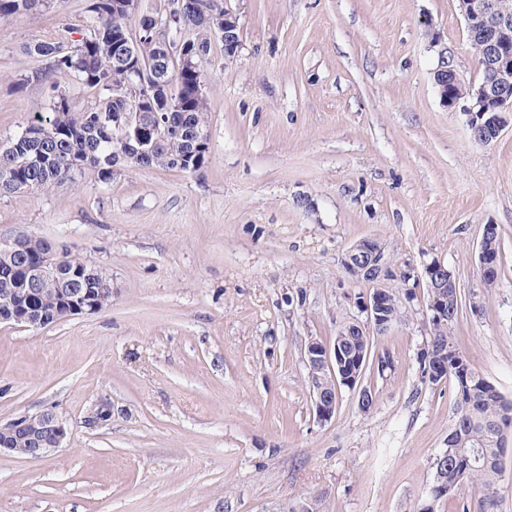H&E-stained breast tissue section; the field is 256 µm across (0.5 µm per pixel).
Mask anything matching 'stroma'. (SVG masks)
I'll return each instance as SVG.
<instances>
[{
    "label": "stroma",
    "instance_id": "1",
    "mask_svg": "<svg viewBox=\"0 0 512 512\" xmlns=\"http://www.w3.org/2000/svg\"><path fill=\"white\" fill-rule=\"evenodd\" d=\"M89 4L0 16V146L56 94L26 45L80 39ZM227 5L242 46L228 63L213 43L203 64V168L0 198V238L44 239L112 280L96 314L0 324V427L51 409L68 429L44 458L0 456V512H291L313 495L321 512H418L454 408L419 379L423 297L373 338L394 368L365 377L371 413L344 388L319 421L308 382L309 341L364 319L341 258L369 237L395 264L453 273L450 334L512 401V123L484 145L440 101L430 33L461 80L479 77L458 0ZM487 224L502 267L486 289ZM484 226L487 227L488 229H487L486 235H484V238H483V245L487 251H489L491 254L495 255V257L497 258L498 275L493 278H484L481 276V279H482V282H483L485 288H492V286H494L499 279L501 238H500L499 228L497 225L487 224Z\"/></svg>",
    "mask_w": 512,
    "mask_h": 512
}]
</instances>
